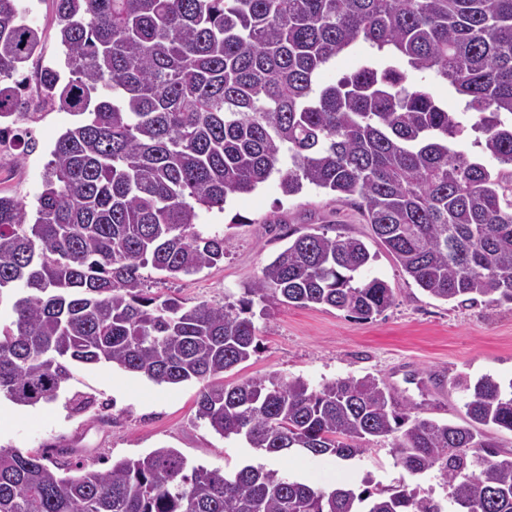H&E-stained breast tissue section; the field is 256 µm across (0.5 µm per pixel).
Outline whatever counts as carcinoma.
Masks as SVG:
<instances>
[{
  "label": "carcinoma",
  "instance_id": "1",
  "mask_svg": "<svg viewBox=\"0 0 512 512\" xmlns=\"http://www.w3.org/2000/svg\"><path fill=\"white\" fill-rule=\"evenodd\" d=\"M64 67L45 68L30 105L17 75L41 50L19 0H0V123L62 108L82 117L57 139L34 214L0 195V394L57 397L71 365L112 363L158 384L203 383L196 416L264 454L349 460L390 440L413 474L436 469L454 512H512V383L464 380L469 421L411 417L376 378L312 387L279 373L224 384L258 350L246 313L325 305L368 320L392 289L363 271L357 238L296 237L239 305L148 293L140 270L179 278L224 262L200 212L278 176L354 205L430 296L512 304V0H52ZM386 52L336 82L323 69L357 44ZM465 98V125L407 72ZM482 134L494 173L455 147ZM509 177H504V174ZM0 446V512H447L396 487L318 488L262 464L189 466L172 448L105 470Z\"/></svg>",
  "mask_w": 512,
  "mask_h": 512
}]
</instances>
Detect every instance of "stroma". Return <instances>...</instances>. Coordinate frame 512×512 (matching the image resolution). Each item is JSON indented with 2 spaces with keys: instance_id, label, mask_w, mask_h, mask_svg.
Returning <instances> with one entry per match:
<instances>
[{
  "instance_id": "stroma-1",
  "label": "stroma",
  "mask_w": 512,
  "mask_h": 512,
  "mask_svg": "<svg viewBox=\"0 0 512 512\" xmlns=\"http://www.w3.org/2000/svg\"><path fill=\"white\" fill-rule=\"evenodd\" d=\"M32 2L42 47L39 57L23 67L30 94L38 89L40 68L63 59L50 0ZM76 121L71 112L57 108L26 122L37 141L35 151L26 155L12 138L1 140L0 192L35 206L54 143ZM197 228L203 236L225 238L223 263L178 280L145 268L142 275L150 293L190 305L238 303L290 236L322 230L332 237L361 239L374 256L367 276L380 277L393 290L392 305L368 320L319 305L278 306L270 315L255 314L259 348L248 362L225 372V384L273 372L314 387L371 375L416 404L417 417L461 424L466 395L458 380L489 375L512 383V304L485 301L461 307L429 296L400 269L353 205L315 189L283 196L273 178L252 193L229 197L224 210L201 212ZM199 388L196 382L160 385L106 362L75 364L52 402L26 406L0 396V445L50 459L56 446H65L72 459L97 470L166 447L181 452L190 464L210 469L234 471L262 463L315 487L405 486L443 502L448 499V485L439 471L410 473L395 463L383 439L371 441L368 451L346 461L260 455L244 439L221 437L197 419Z\"/></svg>"
}]
</instances>
